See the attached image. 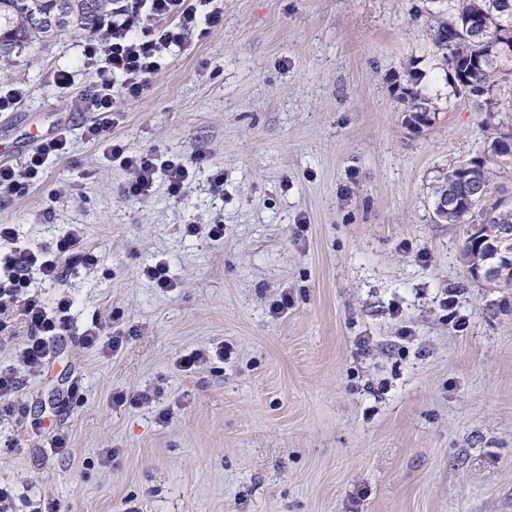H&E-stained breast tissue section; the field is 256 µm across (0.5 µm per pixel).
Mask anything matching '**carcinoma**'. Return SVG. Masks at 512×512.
<instances>
[{"instance_id":"cac0c4a2","label":"carcinoma","mask_w":512,"mask_h":512,"mask_svg":"<svg viewBox=\"0 0 512 512\" xmlns=\"http://www.w3.org/2000/svg\"><path fill=\"white\" fill-rule=\"evenodd\" d=\"M449 19L432 29L433 54L447 64V76L458 94L484 109L486 135L476 156L458 161L437 177L433 199L446 191L455 205L435 216L437 224H479L492 239L500 225L512 224V196L493 181L491 165L512 164V149L500 148L494 122L499 98L512 97V0H446ZM112 11V0H0V62L15 49L42 46L66 34L94 33ZM403 100L415 129L432 123L430 100L418 88V75L407 74Z\"/></svg>"}]
</instances>
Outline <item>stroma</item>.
<instances>
[{"label":"stroma","instance_id":"obj_1","mask_svg":"<svg viewBox=\"0 0 512 512\" xmlns=\"http://www.w3.org/2000/svg\"><path fill=\"white\" fill-rule=\"evenodd\" d=\"M435 11L224 0L222 22L139 96L114 97V139L201 154L182 198L159 183L129 199V173L86 138L85 36L0 67V85L27 90L0 112L11 164L69 136L0 224L48 247L80 224L101 257L66 273L78 306L56 357L22 375L26 417L0 415V483L60 512H512V309L467 275L464 229L435 223L431 196L439 172L479 151L485 114L431 51ZM411 71L436 113L418 131L401 99ZM192 224L223 225V243ZM156 258L176 290L140 277ZM98 320L129 335L114 355L81 343ZM222 344L229 358L177 369ZM120 390L157 396L118 407ZM58 432L63 455L48 447Z\"/></svg>","mask_w":512,"mask_h":512}]
</instances>
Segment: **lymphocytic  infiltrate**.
Segmentation results:
<instances>
[{
    "label": "lymphocytic infiltrate",
    "instance_id": "f902f5d3",
    "mask_svg": "<svg viewBox=\"0 0 512 512\" xmlns=\"http://www.w3.org/2000/svg\"><path fill=\"white\" fill-rule=\"evenodd\" d=\"M222 0H112V18L88 38L83 47L85 65L94 67L98 80L83 92L81 101L96 115L86 129L89 140L103 144L110 162L129 171L124 193L132 199L152 195L156 183H164L170 196L183 197L195 176L199 155L183 157L157 152L141 153L126 148L112 138L114 91L136 95L158 72L166 56L181 49L192 35H204L206 27L223 19ZM149 24H142V17ZM172 17L173 26L157 28L153 19ZM68 136L59 132L43 142L23 167L0 165V206L24 196L43 174L51 159L67 150ZM12 250L0 261V316H19L27 332L16 356L18 367L0 370V406L6 412L24 414L17 398L20 370L43 368L56 353V343L64 336L72 318L75 301L62 293L46 302L36 283H57L75 266H92L98 255L88 249L83 225H71L60 237L54 251L19 242L12 224H0V242Z\"/></svg>",
    "mask_w": 512,
    "mask_h": 512
}]
</instances>
